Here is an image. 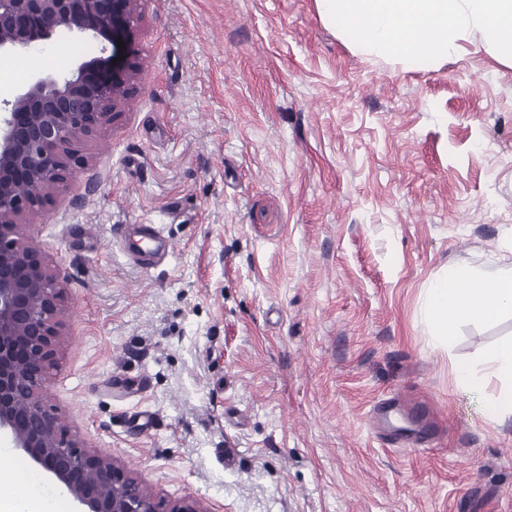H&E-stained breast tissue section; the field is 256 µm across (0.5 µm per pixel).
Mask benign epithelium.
I'll return each instance as SVG.
<instances>
[{
	"instance_id": "obj_1",
	"label": "benign epithelium",
	"mask_w": 512,
	"mask_h": 512,
	"mask_svg": "<svg viewBox=\"0 0 512 512\" xmlns=\"http://www.w3.org/2000/svg\"><path fill=\"white\" fill-rule=\"evenodd\" d=\"M141 0H0V53L23 55L61 35L100 41L102 56L67 73L29 77L0 106V433L49 474L76 512H209L166 499L120 461L87 449L46 407L66 340L65 281L48 263L31 218L77 170L82 146L109 124L136 80L112 73L116 18L140 19Z\"/></svg>"
}]
</instances>
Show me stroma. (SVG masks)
<instances>
[{
  "label": "stroma",
  "mask_w": 512,
  "mask_h": 512,
  "mask_svg": "<svg viewBox=\"0 0 512 512\" xmlns=\"http://www.w3.org/2000/svg\"><path fill=\"white\" fill-rule=\"evenodd\" d=\"M114 37L133 93L33 219L67 281L51 410L211 512H512L485 361L512 315L441 343L425 313L436 276L512 257V60L476 32L370 53L316 0H146ZM98 54L61 36L0 67ZM135 224L173 253L134 262Z\"/></svg>",
  "instance_id": "1"
}]
</instances>
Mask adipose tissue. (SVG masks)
<instances>
[{"label": "adipose tissue", "mask_w": 512, "mask_h": 512, "mask_svg": "<svg viewBox=\"0 0 512 512\" xmlns=\"http://www.w3.org/2000/svg\"><path fill=\"white\" fill-rule=\"evenodd\" d=\"M323 20L376 54L443 57L457 33L478 28L482 40L512 58V0H316ZM425 308L436 339L453 322H488L512 312V265L456 270L428 289ZM19 476L0 462V512H53L48 499L20 497Z\"/></svg>", "instance_id": "obj_1"}]
</instances>
